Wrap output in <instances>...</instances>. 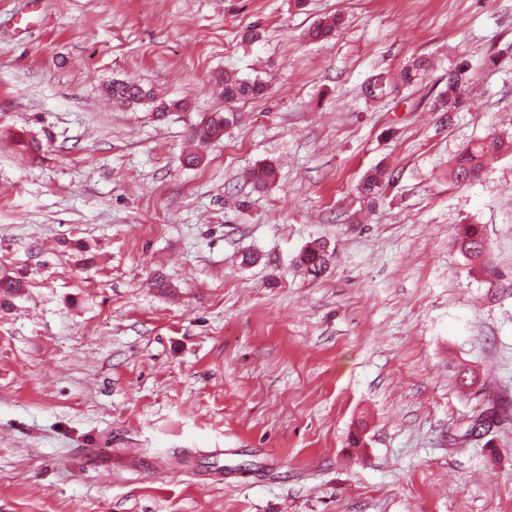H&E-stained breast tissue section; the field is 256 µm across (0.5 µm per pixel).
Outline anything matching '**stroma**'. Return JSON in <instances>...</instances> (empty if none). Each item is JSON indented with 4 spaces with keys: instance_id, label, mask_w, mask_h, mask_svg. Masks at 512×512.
<instances>
[{
    "instance_id": "obj_1",
    "label": "stroma",
    "mask_w": 512,
    "mask_h": 512,
    "mask_svg": "<svg viewBox=\"0 0 512 512\" xmlns=\"http://www.w3.org/2000/svg\"><path fill=\"white\" fill-rule=\"evenodd\" d=\"M462 61L474 92L437 111ZM223 70L267 91L185 167ZM114 80L188 106L115 105ZM2 274L26 286L0 300V512H512V0H0ZM503 147L498 137H486L455 156L450 165V177L457 183L472 182L484 174L489 160ZM394 180V174L386 169H376L368 175L360 184L359 192L365 197L375 198L379 195L385 185ZM461 251L473 259L484 260L489 253V246L483 229L478 224H464L458 237ZM329 257L326 245L314 241L301 252L299 264L305 269L308 276L317 278L327 269Z\"/></svg>"
}]
</instances>
